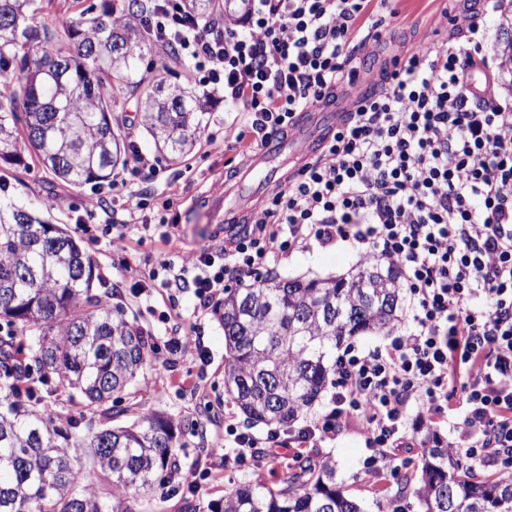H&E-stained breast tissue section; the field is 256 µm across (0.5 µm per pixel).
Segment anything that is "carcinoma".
Instances as JSON below:
<instances>
[{
  "instance_id": "cac0c4a2",
  "label": "carcinoma",
  "mask_w": 512,
  "mask_h": 512,
  "mask_svg": "<svg viewBox=\"0 0 512 512\" xmlns=\"http://www.w3.org/2000/svg\"><path fill=\"white\" fill-rule=\"evenodd\" d=\"M101 15L38 22L44 0H0V161L39 164L74 186L112 182L131 146L112 129L119 94L135 99L144 131L174 158L195 148L206 113L195 93L140 72L154 45L138 20L148 0H107ZM216 0H183L196 19ZM93 266L66 232L0 197V320L8 338L33 332L0 358V512H132L129 502L171 477L179 428L145 412L132 424L85 436L62 427L28 385L55 375L86 410L111 419L148 363L151 345L119 306L93 291ZM397 268L375 261L348 278L301 281L277 275L226 288L214 310L228 357L224 391L250 423L287 429L336 378L345 341L400 322ZM420 437V473L405 483L423 512H512V473L475 477L432 431ZM91 460L84 474L77 453ZM212 512H361L336 482L331 460L297 462L277 488L256 479L224 495Z\"/></svg>"
}]
</instances>
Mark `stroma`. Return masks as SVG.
<instances>
[{
    "mask_svg": "<svg viewBox=\"0 0 512 512\" xmlns=\"http://www.w3.org/2000/svg\"><path fill=\"white\" fill-rule=\"evenodd\" d=\"M394 8L397 16L391 19L386 34L367 46V70L385 68L394 56L405 54L421 40L459 41L461 31L476 16L487 32L483 53L490 67L474 70L471 80L476 87H489L498 99L512 98V74L500 67L503 30L512 25V0H498L491 12L477 4L468 9L453 7L448 0H396ZM215 96L217 103L207 115L195 149L179 160L157 152L148 143L138 123L134 101L115 107L114 127L125 141L136 145L140 155L138 161L117 170L127 182L118 200L111 188L70 186L36 162L26 169L0 166V177L6 178L14 202L33 208L50 223L65 229L89 256L95 270V293L111 305L120 306L145 336L177 330L199 338L209 350L210 363L205 367L189 354L171 359L162 354L151 356L131 395L123 397L112 409V422L116 425L131 424L147 410L164 413L184 425L175 456L186 474L196 472L211 449L223 446L226 418H233L238 424L244 423L245 418L224 390V329L212 310L199 309L192 289L146 287L144 271L161 260L176 261L195 254L214 236L224 233L208 201L226 195L225 180L235 175L243 156L240 149L231 146L240 128L239 115L225 110L223 91H216ZM145 158L150 161L146 168L141 165ZM282 189L272 176L260 184L246 183L242 195L226 196L237 205L242 196L256 194L265 207ZM143 199L148 202L144 211L147 218L155 223L168 222L170 240L129 223L130 211ZM364 262L362 248L346 242L294 251L279 261L273 272L304 281L336 278ZM286 454L331 459L337 482L347 487L363 512H382L386 497L395 496L403 476L416 471L420 444L415 441L410 447L399 449L406 465L399 467L397 475L379 481L368 474L365 461L371 451L354 422L338 437L313 441L303 449L291 446ZM252 477L247 464L230 457L202 480L199 491L184 487L173 494L161 485L147 497L132 502L131 508L133 512H210L212 504L222 502L226 493Z\"/></svg>",
    "mask_w": 512,
    "mask_h": 512,
    "instance_id": "1",
    "label": "stroma"
}]
</instances>
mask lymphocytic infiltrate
<instances>
[{"instance_id": "obj_1", "label": "lymphocytic infiltrate", "mask_w": 512, "mask_h": 512, "mask_svg": "<svg viewBox=\"0 0 512 512\" xmlns=\"http://www.w3.org/2000/svg\"><path fill=\"white\" fill-rule=\"evenodd\" d=\"M156 39L240 112L235 137L259 141L293 126L336 87H355L353 54L380 40L388 0H249L242 22L203 38L182 0H152ZM466 46L424 43L358 95L321 154L252 223L148 279L190 287L208 306L229 283L310 246L363 247L392 263L418 298L409 332L336 362L332 410L299 442L358 421L369 448L409 445L404 413L422 427L453 417L452 450L475 469L512 467V99L476 93L469 75L485 30Z\"/></svg>"}]
</instances>
